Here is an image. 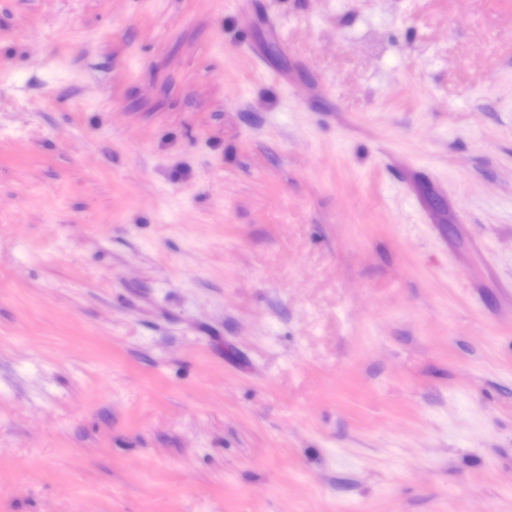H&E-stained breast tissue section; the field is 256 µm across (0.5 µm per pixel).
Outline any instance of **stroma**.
Returning a JSON list of instances; mask_svg holds the SVG:
<instances>
[{
	"instance_id": "stroma-1",
	"label": "stroma",
	"mask_w": 512,
	"mask_h": 512,
	"mask_svg": "<svg viewBox=\"0 0 512 512\" xmlns=\"http://www.w3.org/2000/svg\"><path fill=\"white\" fill-rule=\"evenodd\" d=\"M0 512H512V0H0Z\"/></svg>"
}]
</instances>
